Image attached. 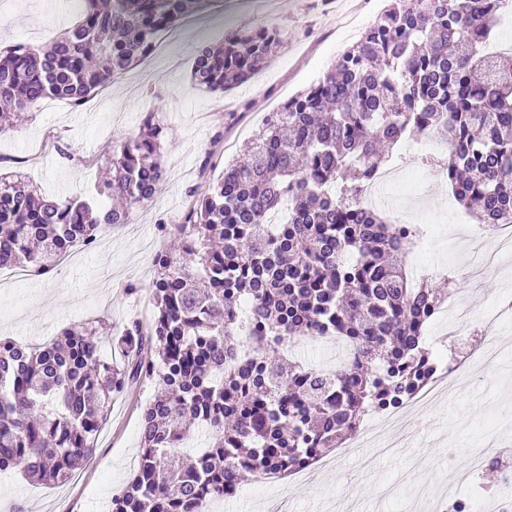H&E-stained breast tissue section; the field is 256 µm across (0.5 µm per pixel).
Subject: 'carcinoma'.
<instances>
[{
    "label": "carcinoma",
    "instance_id": "1",
    "mask_svg": "<svg viewBox=\"0 0 512 512\" xmlns=\"http://www.w3.org/2000/svg\"><path fill=\"white\" fill-rule=\"evenodd\" d=\"M52 42L0 51V133L51 98L81 105L146 56L156 36L210 0H82ZM512 0H389L315 82L268 113L245 157L224 167L155 253L154 315L112 338L93 321L42 346L0 339V471L61 484L92 459L113 396L146 381L139 458L110 512H208L252 477L287 476L341 447L375 409L434 371L423 331L445 297L406 269L412 226L362 209L388 157L431 127L447 142L455 200L479 224H512V52L489 50ZM283 43L275 27L203 46L192 78L210 92L252 79ZM165 128L148 116L112 149L99 204L56 202L0 176V268L46 276L76 245L127 223L165 179ZM250 315L239 318L242 301ZM335 337L333 374L286 357ZM120 348L118 364L103 352ZM206 447L189 454L194 429Z\"/></svg>",
    "mask_w": 512,
    "mask_h": 512
}]
</instances>
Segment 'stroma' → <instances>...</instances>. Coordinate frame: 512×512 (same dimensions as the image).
Returning a JSON list of instances; mask_svg holds the SVG:
<instances>
[{
    "instance_id": "35a3bbf8",
    "label": "stroma",
    "mask_w": 512,
    "mask_h": 512,
    "mask_svg": "<svg viewBox=\"0 0 512 512\" xmlns=\"http://www.w3.org/2000/svg\"><path fill=\"white\" fill-rule=\"evenodd\" d=\"M385 0H263L260 10L228 9L226 0H211L203 12L159 37L154 52L99 88L82 106L64 99L44 100L26 114L16 130L0 134V173L20 170L49 198L62 201L92 197L113 146L138 132L147 113L168 129L162 161L166 178L154 201L133 209L128 223L99 237L95 247L73 248L64 270L48 277H27L0 284V336L39 345L65 328L93 319L120 334L132 321H148L152 258L172 247L173 227L182 223L194 191L204 189L225 163L241 157L268 112L309 86L337 54L355 42L376 19ZM80 0H0V48L23 43L43 45L80 19ZM278 28L284 44L266 69L249 82L221 93L194 87L190 71L199 48L223 40L229 31L251 25ZM71 146L66 158L61 147ZM404 179L386 188V214L412 211L427 236L415 241L413 253L424 254L439 270L453 271L458 290L474 314L512 295V281L491 275L474 282L463 263L448 255L445 242L455 232L452 215L473 224L450 191L424 176L421 156L401 160ZM424 176L417 192L407 183ZM154 392L141 385L120 393L100 436L93 459L62 485H37L19 473H0V512H108L113 493L122 487L138 461V416ZM501 424L502 462L461 484L448 512L483 499L489 512L512 506V486L502 481L504 464H512V356L489 379L470 381L455 397L411 416L405 447L377 457L371 470L349 457L319 472L315 482L251 480L222 503V512H269L276 504L286 512H330L336 500L352 497L359 512H401L397 500L382 502L378 487L417 468L429 495L442 496L491 421Z\"/></svg>"
}]
</instances>
